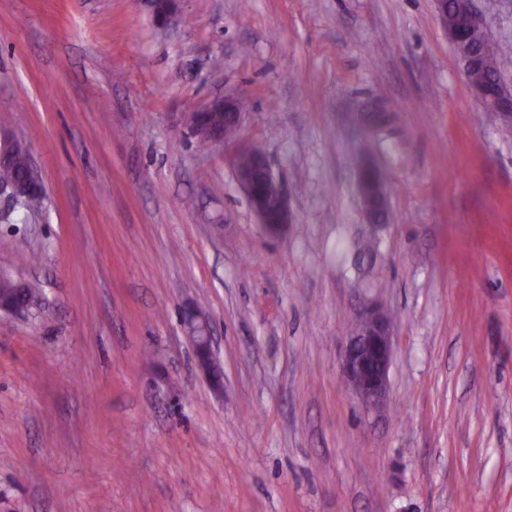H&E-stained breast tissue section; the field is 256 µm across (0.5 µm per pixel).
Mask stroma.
<instances>
[{"label":"stroma","mask_w":512,"mask_h":512,"mask_svg":"<svg viewBox=\"0 0 512 512\" xmlns=\"http://www.w3.org/2000/svg\"><path fill=\"white\" fill-rule=\"evenodd\" d=\"M473 7L512 45V0ZM227 95L284 236L234 145L190 131ZM0 138L44 189L0 223V275L38 289L0 313V512H512V122L435 0H183L165 28L142 0H0ZM371 301L395 322L377 412L341 371ZM246 158L247 163H242ZM237 182L243 189L258 224L272 237L290 224L288 199L265 154L251 144H242L234 156ZM370 170L377 172L379 175L377 181L372 185L365 181L363 175L364 172ZM359 191L371 223L379 224L378 212L386 209L383 182L378 170L369 163L363 164L360 169ZM183 325L187 331L199 367L207 373L212 385L221 388L222 376L213 359V337L209 321L193 310L185 311Z\"/></svg>","instance_id":"1"}]
</instances>
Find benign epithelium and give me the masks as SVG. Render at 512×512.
<instances>
[{
	"instance_id": "1",
	"label": "benign epithelium",
	"mask_w": 512,
	"mask_h": 512,
	"mask_svg": "<svg viewBox=\"0 0 512 512\" xmlns=\"http://www.w3.org/2000/svg\"><path fill=\"white\" fill-rule=\"evenodd\" d=\"M183 0H146L155 21L170 24L178 16ZM440 22L448 32L460 57L468 58L466 75H471L477 56L470 53L465 29L484 28V22L471 8V0H436ZM473 95L482 107L506 118L512 117V93L494 82L469 80ZM194 135L208 144H224L236 133L243 117L241 104L234 98L212 101L190 113ZM237 182L243 189L258 224L264 232L277 237L290 224L288 199L265 154L251 144H242L234 156ZM359 191L371 223L377 224L378 212L386 208L382 179L369 184L359 177ZM187 331L199 367L212 385L221 388L220 371L213 359V336L209 321L193 310L185 311ZM393 356V332L388 314L379 305L367 306L359 315L354 333L342 358V373L355 396L368 410L384 407L389 399V371Z\"/></svg>"
}]
</instances>
